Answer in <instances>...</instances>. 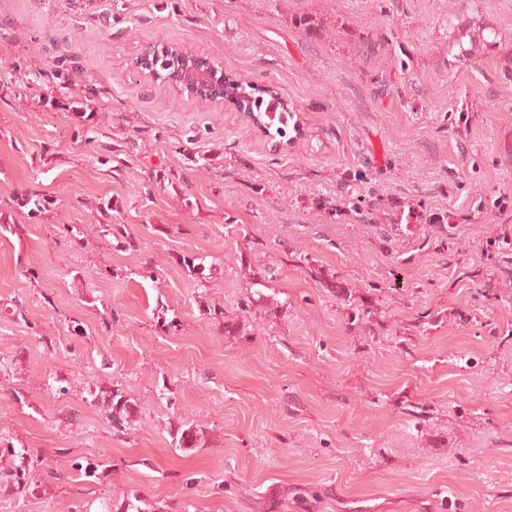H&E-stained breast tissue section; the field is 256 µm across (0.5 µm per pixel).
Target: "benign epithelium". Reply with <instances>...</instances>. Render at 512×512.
Returning a JSON list of instances; mask_svg holds the SVG:
<instances>
[{
	"mask_svg": "<svg viewBox=\"0 0 512 512\" xmlns=\"http://www.w3.org/2000/svg\"><path fill=\"white\" fill-rule=\"evenodd\" d=\"M137 61L150 67L148 76L155 82L168 85L191 100L210 97L212 103H222L224 69L211 59L186 47L155 41L146 44Z\"/></svg>",
	"mask_w": 512,
	"mask_h": 512,
	"instance_id": "7a95c632",
	"label": "benign epithelium"
}]
</instances>
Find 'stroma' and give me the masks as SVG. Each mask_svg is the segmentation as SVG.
<instances>
[{
	"mask_svg": "<svg viewBox=\"0 0 512 512\" xmlns=\"http://www.w3.org/2000/svg\"><path fill=\"white\" fill-rule=\"evenodd\" d=\"M157 40L298 132L144 77ZM0 440L56 475L0 512H512V0H0ZM488 27H481L471 21L459 19L455 15L448 17V52L458 47L457 58L463 62H473L477 57L489 51L496 43L485 38L484 31ZM227 84V99L237 103L234 95H239L242 101L243 110L253 119V125L260 129L265 135L275 134L280 138L287 136L288 122L294 119L296 114L289 108L277 95V90L267 89L269 96L267 102L264 99H252L250 91L252 89L247 83H237L235 80H225ZM251 97V98H250ZM94 400L105 403L108 410L112 413V421L122 423L131 414L132 406L128 400H124L123 396L118 392L108 391L99 388L98 392L94 393Z\"/></svg>",
	"mask_w": 512,
	"mask_h": 512,
	"instance_id": "1",
	"label": "stroma"
}]
</instances>
